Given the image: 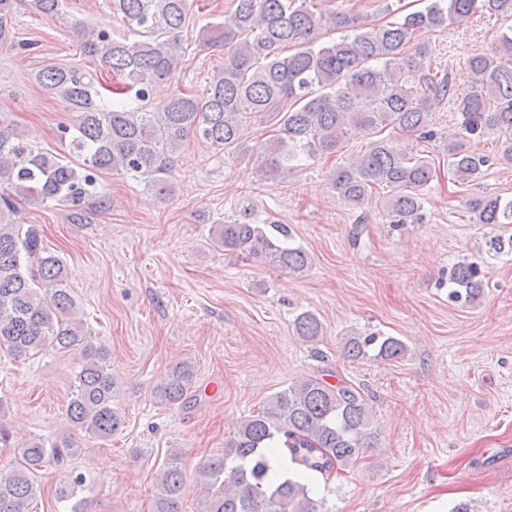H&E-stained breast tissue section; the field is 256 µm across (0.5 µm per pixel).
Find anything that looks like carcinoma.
<instances>
[{
  "mask_svg": "<svg viewBox=\"0 0 512 512\" xmlns=\"http://www.w3.org/2000/svg\"><path fill=\"white\" fill-rule=\"evenodd\" d=\"M15 0H0V46L9 40ZM131 37L112 38L104 29L82 34L90 55H101L112 75L123 80L125 99L107 100L92 76L74 67L49 65L38 83L55 93L73 113V123L60 127L80 162L66 161L33 146L24 132L0 126V349L15 358L68 350L78 356L76 385L66 413L70 422L100 439L123 425L113 406L116 381L109 351L95 344L75 317L76 300L67 288L60 258L47 251L38 229L9 219L11 197L44 204L71 205L72 219H83L80 207L96 194L104 171L148 174L161 200L172 193L166 160L189 135L211 147L236 151L244 147L240 115L259 113L275 122L276 134L256 156L263 175L276 177L299 155H332L349 132L360 127L377 134L392 127L434 137L429 129L434 106L454 100L464 124L443 139L442 149L459 184L476 181L490 158L475 152L471 135L501 138L500 157L512 163V29L501 34L489 53L469 59L470 87L458 93L448 77L426 68L429 44H411L415 35L443 25L459 24L482 12H512V0H428L424 9L383 25L363 29L358 17L340 12L337 26L347 33L318 44L322 17L317 0H234L232 13L206 31V42L228 47L224 67L203 96L179 92L152 109L144 102L152 84L170 80L183 57L180 32L189 12L188 0H116ZM50 18L62 16V0H36ZM297 51L283 54L285 48ZM339 197L361 208L373 189L389 188L383 209L394 227L422 217L421 191L432 179L429 161L413 159L386 137L334 168L330 174ZM475 224H512V199L477 197L469 202ZM214 244L226 255L256 257L268 265L301 274L309 254L295 243L288 225L229 221L217 225ZM450 297L476 301L485 281L480 265L468 258L451 269ZM294 332L315 343L323 325L311 312L293 321ZM376 345V358L405 357L406 344L394 336L351 337L343 347L351 360ZM195 387L194 369L181 362L154 388L159 403L184 401ZM378 431L361 387L338 380L306 378L276 392L258 412L245 417L224 455L209 459L196 477L206 492L204 512H316L303 477L326 476L362 458L375 446ZM283 446L304 476L273 483L268 480L267 453ZM77 449L64 440L46 446L26 442L9 470H0V512H30L36 498L34 474L59 467ZM186 475L180 454L171 452L159 470L154 512H184Z\"/></svg>",
  "mask_w": 512,
  "mask_h": 512,
  "instance_id": "cac0c4a2",
  "label": "carcinoma"
}]
</instances>
